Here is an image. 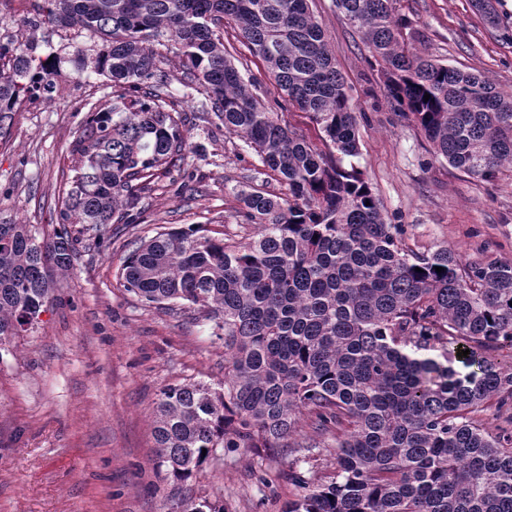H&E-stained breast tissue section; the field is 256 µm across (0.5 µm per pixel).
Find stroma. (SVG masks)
<instances>
[{"mask_svg": "<svg viewBox=\"0 0 512 512\" xmlns=\"http://www.w3.org/2000/svg\"><path fill=\"white\" fill-rule=\"evenodd\" d=\"M501 29L484 24L471 0H397L416 30L413 48L512 91V0H498ZM336 66L352 88L351 110L361 146L358 159L388 213L407 228L417 251L445 246L465 260L512 259V172L491 183L452 168L412 123L386 104L369 52L333 0H313ZM62 58L58 89L14 112L0 141V220L58 229V214L78 167L71 151L92 104L112 97L106 78L80 71L78 54L94 56L96 38L74 44L43 26ZM224 44L236 64L261 77L265 103L279 92L261 62L224 22ZM193 145L185 165L194 173L176 193L160 178L146 194L140 223L116 224L106 246L94 232L69 225L73 267L55 300L24 331L0 346V512H179L208 499L224 512H283L299 489L288 478L291 459L252 448H228L222 462L193 478L174 480L158 465L153 417L169 384L224 379V344L192 312L144 306L121 286L117 272L136 241L157 227L202 224L242 238L254 228L236 224V194L257 156L239 157V141L223 127L201 128L196 105L182 102ZM205 145L206 155L195 148ZM273 484L258 490L256 477Z\"/></svg>", "mask_w": 512, "mask_h": 512, "instance_id": "stroma-1", "label": "stroma"}]
</instances>
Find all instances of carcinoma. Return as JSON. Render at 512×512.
<instances>
[{"mask_svg": "<svg viewBox=\"0 0 512 512\" xmlns=\"http://www.w3.org/2000/svg\"><path fill=\"white\" fill-rule=\"evenodd\" d=\"M26 36L0 38V139L25 101L56 89L59 56L44 25L91 33L105 47L82 71L112 82L74 140L79 168L61 224L139 221L144 195L180 171L189 130L174 100L203 96L196 118L224 126L284 185L237 192L247 241L161 228L119 270L147 306L193 309L224 341V383L164 387L155 410L159 464L179 481L224 448L293 456L301 492L285 512H512V416L494 435L475 417L512 408V260L470 263L446 247L418 252L388 222L365 174L352 88L336 68L310 0H29ZM381 66L391 107L453 168L494 181L512 170V93L408 49L412 22L396 0H334ZM492 28L496 0H472ZM233 18L288 104L322 132L321 149L266 107L216 29ZM181 59L172 82L157 47ZM430 95L424 100V95ZM74 244L63 229L0 222V345L53 301ZM444 271L438 273L435 267ZM470 350L465 357L461 350ZM309 420L318 442H289ZM336 448V471L311 483L303 452Z\"/></svg>", "mask_w": 512, "mask_h": 512, "instance_id": "carcinoma-1", "label": "carcinoma"}]
</instances>
